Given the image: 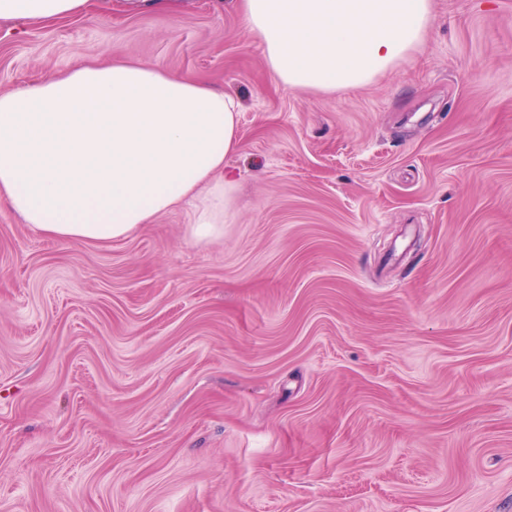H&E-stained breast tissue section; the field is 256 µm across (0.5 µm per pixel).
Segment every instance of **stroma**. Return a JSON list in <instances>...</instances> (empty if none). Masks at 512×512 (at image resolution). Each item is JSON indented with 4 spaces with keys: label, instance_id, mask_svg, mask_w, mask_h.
<instances>
[{
    "label": "stroma",
    "instance_id": "obj_1",
    "mask_svg": "<svg viewBox=\"0 0 512 512\" xmlns=\"http://www.w3.org/2000/svg\"><path fill=\"white\" fill-rule=\"evenodd\" d=\"M292 90L232 0L0 22V91L78 49L234 97L193 203L60 242L0 201V512H512V0Z\"/></svg>",
    "mask_w": 512,
    "mask_h": 512
}]
</instances>
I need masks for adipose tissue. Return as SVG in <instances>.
<instances>
[{"instance_id":"adipose-tissue-1","label":"adipose tissue","mask_w":512,"mask_h":512,"mask_svg":"<svg viewBox=\"0 0 512 512\" xmlns=\"http://www.w3.org/2000/svg\"><path fill=\"white\" fill-rule=\"evenodd\" d=\"M90 0H0V21L88 15ZM274 79L334 91L371 82L418 53L432 0H241ZM77 63L0 94V200L59 240L109 242L193 198L191 233L224 232L239 145L238 102L188 76L112 60Z\"/></svg>"}]
</instances>
